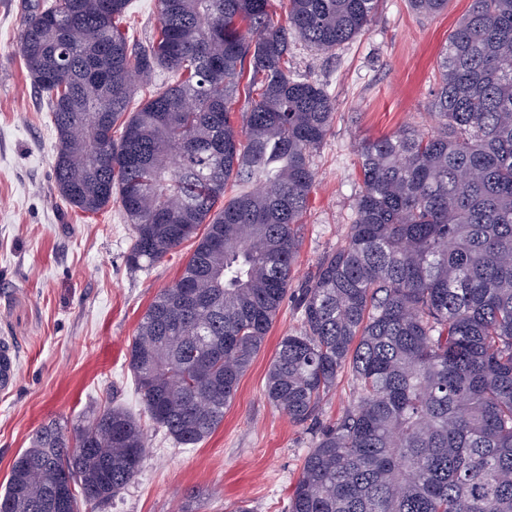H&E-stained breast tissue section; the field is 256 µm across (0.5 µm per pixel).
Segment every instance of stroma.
Listing matches in <instances>:
<instances>
[{"label":"stroma","instance_id":"35a3bbf8","mask_svg":"<svg viewBox=\"0 0 512 512\" xmlns=\"http://www.w3.org/2000/svg\"><path fill=\"white\" fill-rule=\"evenodd\" d=\"M29 2L0 0V340L12 341L17 357L13 385L0 388V493L41 425L81 426L112 403L141 414L129 348L154 296L192 251L184 243L131 272L132 229L119 205L89 214L59 197L46 95L15 51ZM470 4L448 0L430 17L405 0H380L369 29L335 53L293 46L291 69L326 85L336 114L312 158L316 180L288 296L223 423L193 448L151 435L134 481L106 504L80 503L79 512H228L238 501L287 512L315 431L268 403L267 369L280 338L300 325V291L320 258L346 241L362 187L355 144L406 125L429 130L436 59ZM158 26L157 0H132L122 22L131 38L148 42Z\"/></svg>","mask_w":512,"mask_h":512}]
</instances>
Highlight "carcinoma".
I'll list each match as a JSON object with an SVG mask.
<instances>
[{"instance_id":"cac0c4a2","label":"carcinoma","mask_w":512,"mask_h":512,"mask_svg":"<svg viewBox=\"0 0 512 512\" xmlns=\"http://www.w3.org/2000/svg\"><path fill=\"white\" fill-rule=\"evenodd\" d=\"M130 4L39 0L17 51L52 114L59 196L91 214L119 204L133 270L194 241L129 351L144 411L193 447L224 421L285 301L332 125L334 97L288 69L290 45L335 50L379 0H286L283 24L271 0H158L143 45L117 26ZM436 67L431 129L357 146L347 240L319 261L267 371L265 397L299 425L343 371L357 388L315 434L289 512H512V0H471ZM160 71L174 80L128 111ZM245 76L257 97L238 125ZM148 447L120 406L71 433L47 423L0 497L9 512H58L66 467L106 503Z\"/></svg>"}]
</instances>
